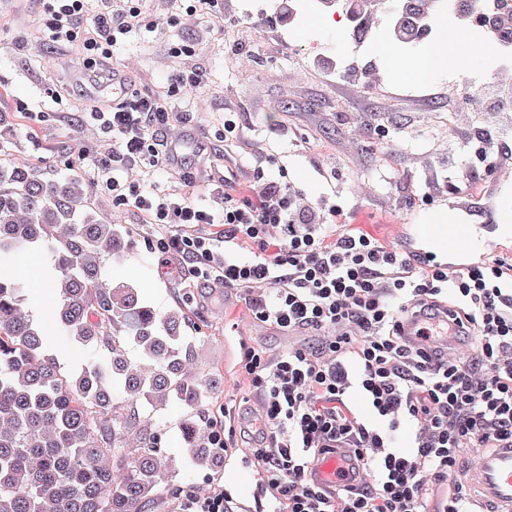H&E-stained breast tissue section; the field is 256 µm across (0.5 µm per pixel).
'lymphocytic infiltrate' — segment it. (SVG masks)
<instances>
[{
	"label": "lymphocytic infiltrate",
	"mask_w": 512,
	"mask_h": 512,
	"mask_svg": "<svg viewBox=\"0 0 512 512\" xmlns=\"http://www.w3.org/2000/svg\"><path fill=\"white\" fill-rule=\"evenodd\" d=\"M50 41L110 50L143 22L140 0H40ZM92 26H85V16ZM92 117L112 134L100 167L116 206L158 228L157 250L198 280L249 292L253 319L293 333L316 331L312 349L269 357L247 348L242 369L259 397L263 443L253 449L273 512H468L448 473L463 448L512 444V264L500 259L453 268L382 244L364 225L343 223L336 206L309 203L255 163L249 177L224 181L223 204L143 189L124 174L172 165L162 145L165 99L137 90ZM447 307L460 337L475 339L474 362L416 348L400 334L405 309ZM358 392L368 419L347 401ZM414 434L395 448L403 426ZM353 448L363 462L358 488L331 492L312 477L318 453ZM447 485L429 506V485Z\"/></svg>",
	"instance_id": "f902f5d3"
}]
</instances>
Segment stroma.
<instances>
[{
	"instance_id": "stroma-1",
	"label": "stroma",
	"mask_w": 512,
	"mask_h": 512,
	"mask_svg": "<svg viewBox=\"0 0 512 512\" xmlns=\"http://www.w3.org/2000/svg\"><path fill=\"white\" fill-rule=\"evenodd\" d=\"M142 12V26L98 66L94 85L85 79L89 67L80 46L59 48L46 40L39 0H17L15 11L0 12V158L40 177L78 169L87 206L134 231L135 253L107 261L105 277L140 287L160 312L184 309L203 339L198 368L217 380L208 416L234 417V446L223 467L188 472L184 487L218 485L236 502H248L249 512H266V499H248L238 473L261 442L260 403L239 362L247 347L276 355L321 339L253 320L245 291L198 283L186 267L154 251L155 225L113 204L96 168L112 149V135L91 117L95 106L112 101L113 70L139 91L166 97L173 130L191 137L183 148L185 167L137 170L135 183L209 205L224 177L249 167L260 148L269 170L284 171L310 199L336 201L349 220L399 248L406 227L433 214L452 224H500L512 231V181L471 167L467 125L448 123L458 110L449 85L485 78L498 58L466 69L447 66L417 84L399 78L394 60L376 51L378 34L359 41L347 27L316 26L317 15L308 10L282 27L274 23L269 0H218L214 8L201 2L191 16L175 0H144ZM182 46L186 54L173 56L172 48ZM336 56L349 65L347 83L317 69L319 61ZM193 70L206 72L207 85L171 93L178 75ZM375 70L381 83H365ZM229 106L239 114L244 137L228 145ZM47 352L71 373L87 357L108 356L104 346L85 347L63 334L53 336Z\"/></svg>"
}]
</instances>
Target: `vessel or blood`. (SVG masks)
<instances>
[{
    "label": "vessel or blood",
    "mask_w": 512,
    "mask_h": 512,
    "mask_svg": "<svg viewBox=\"0 0 512 512\" xmlns=\"http://www.w3.org/2000/svg\"><path fill=\"white\" fill-rule=\"evenodd\" d=\"M499 232L486 225L420 224L408 248L440 264L468 268L495 250ZM460 476L479 512H512V447L481 453ZM317 483L335 489L359 484L362 465L352 449L338 448L314 465Z\"/></svg>",
    "instance_id": "1"
}]
</instances>
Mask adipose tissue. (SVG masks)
Returning a JSON list of instances; mask_svg holds the SVG:
<instances>
[{
  "mask_svg": "<svg viewBox=\"0 0 512 512\" xmlns=\"http://www.w3.org/2000/svg\"><path fill=\"white\" fill-rule=\"evenodd\" d=\"M467 41L465 29L456 27L448 19H441L437 24L434 49L426 54L400 60V78L408 82L429 80L438 68L460 62L462 55L459 48Z\"/></svg>",
  "mask_w": 512,
  "mask_h": 512,
  "instance_id": "ef3b65f1",
  "label": "adipose tissue"
}]
</instances>
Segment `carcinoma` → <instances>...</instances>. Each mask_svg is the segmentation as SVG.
<instances>
[{"mask_svg":"<svg viewBox=\"0 0 512 512\" xmlns=\"http://www.w3.org/2000/svg\"><path fill=\"white\" fill-rule=\"evenodd\" d=\"M83 200L77 169L40 178L0 160V269L39 250L56 298L50 323H37L23 308L24 281L0 276V512H145L163 484L224 459L202 427L216 379L187 366L197 337L186 313L161 316L140 288L104 282V261L134 240ZM57 333L112 358L67 377L46 355ZM169 403L186 411L178 458L160 445L157 412Z\"/></svg>","mask_w":512,"mask_h":512,"instance_id":"obj_1","label":"carcinoma"}]
</instances>
